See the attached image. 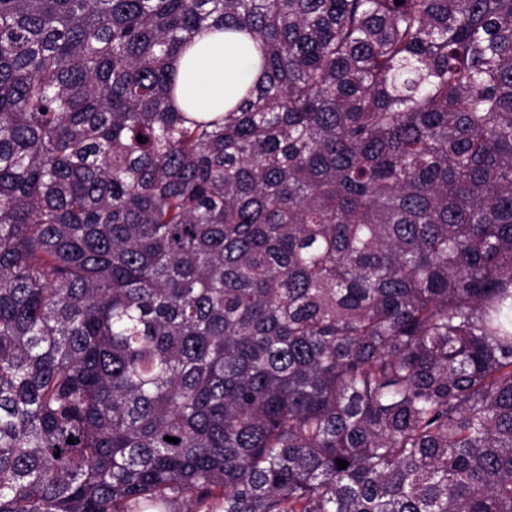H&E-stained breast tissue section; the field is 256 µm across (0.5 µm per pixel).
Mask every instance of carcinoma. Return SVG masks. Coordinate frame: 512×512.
<instances>
[{"instance_id":"cac0c4a2","label":"carcinoma","mask_w":512,"mask_h":512,"mask_svg":"<svg viewBox=\"0 0 512 512\" xmlns=\"http://www.w3.org/2000/svg\"><path fill=\"white\" fill-rule=\"evenodd\" d=\"M150 508L512 512V0H0V512ZM254 47L243 36L204 31L189 53L174 59L177 106L183 112H224L237 101L243 75L250 81L261 73Z\"/></svg>"}]
</instances>
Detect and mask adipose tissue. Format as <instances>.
<instances>
[{
  "instance_id": "adipose-tissue-1",
  "label": "adipose tissue",
  "mask_w": 512,
  "mask_h": 512,
  "mask_svg": "<svg viewBox=\"0 0 512 512\" xmlns=\"http://www.w3.org/2000/svg\"><path fill=\"white\" fill-rule=\"evenodd\" d=\"M257 53L241 36L202 32L186 55L174 59L177 106L185 112H223L237 100L241 77L256 80L261 70Z\"/></svg>"
}]
</instances>
